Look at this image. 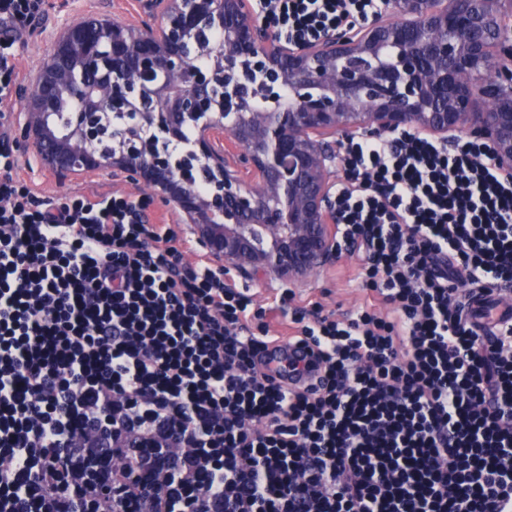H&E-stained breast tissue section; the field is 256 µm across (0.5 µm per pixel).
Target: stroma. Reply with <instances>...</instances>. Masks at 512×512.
Here are the masks:
<instances>
[{"label": "stroma", "mask_w": 512, "mask_h": 512, "mask_svg": "<svg viewBox=\"0 0 512 512\" xmlns=\"http://www.w3.org/2000/svg\"><path fill=\"white\" fill-rule=\"evenodd\" d=\"M144 3L145 0H49L45 20L37 26L20 57L23 81L11 108L16 128L24 127L32 90L64 32L96 18L136 28L146 23L157 24L158 12L148 11ZM13 147L21 164V178L41 196L58 199L74 191L101 195L118 191L140 201L150 216H167L174 210L168 198L130 184L120 170L107 166L99 170L59 173L35 152L31 141L19 136ZM340 251L341 259L326 266L317 276L292 285L270 277L257 280L240 275L230 276L229 282L246 290L255 307H277V319L284 323L310 314L316 303L343 318L356 310L363 293L353 280L360 263L358 252L345 245Z\"/></svg>", "instance_id": "35a3bbf8"}]
</instances>
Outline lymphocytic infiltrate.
<instances>
[{
    "instance_id": "f902f5d3",
    "label": "lymphocytic infiltrate",
    "mask_w": 512,
    "mask_h": 512,
    "mask_svg": "<svg viewBox=\"0 0 512 512\" xmlns=\"http://www.w3.org/2000/svg\"><path fill=\"white\" fill-rule=\"evenodd\" d=\"M47 0H0V107ZM376 0H252L283 42ZM337 232L363 303L267 362L265 309L122 193L17 177L0 131V512H512V173L410 131L342 145ZM465 312L469 313L471 322L478 332L512 323L511 302L505 304L496 296H486L470 301Z\"/></svg>"
}]
</instances>
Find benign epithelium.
Listing matches in <instances>:
<instances>
[{"mask_svg":"<svg viewBox=\"0 0 512 512\" xmlns=\"http://www.w3.org/2000/svg\"><path fill=\"white\" fill-rule=\"evenodd\" d=\"M156 0L161 23L124 28L141 39L153 70L184 66L173 43L189 20L224 14V99L216 112L183 98L176 112H153L155 131L174 139L200 124L194 154L213 163V189L199 195L154 143L127 142L112 165L166 195L196 225L215 265L294 284L338 256L331 188L341 138L413 130L428 138L475 139L512 172V0H382L371 23L311 43L268 33L249 0ZM396 48L389 57L384 50ZM288 90L279 112L255 110L240 93L245 69ZM228 132L237 159L224 155ZM24 135L44 159L64 150L28 114Z\"/></svg>","mask_w":512,"mask_h":512,"instance_id":"1","label":"benign epithelium"}]
</instances>
